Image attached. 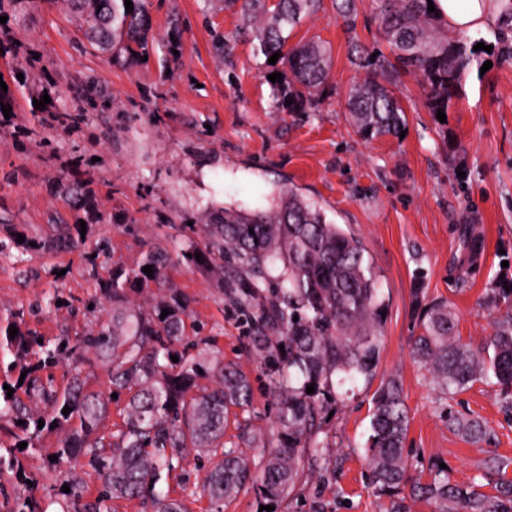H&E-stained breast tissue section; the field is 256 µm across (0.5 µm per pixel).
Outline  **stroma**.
Returning a JSON list of instances; mask_svg holds the SVG:
<instances>
[{
  "label": "stroma",
  "mask_w": 512,
  "mask_h": 512,
  "mask_svg": "<svg viewBox=\"0 0 512 512\" xmlns=\"http://www.w3.org/2000/svg\"><path fill=\"white\" fill-rule=\"evenodd\" d=\"M354 6V29L337 19L335 0H322L320 11L294 30L293 41L330 44L332 70L317 111L292 115L271 112L270 88L247 37H239L231 57L215 55L211 26L230 33L238 17L225 11L205 21L202 0H150L158 47L144 65H114L84 52L62 0H40L25 24L7 20L0 31L20 47L0 56L6 83L34 72L35 52L50 64L44 83L64 90L77 75L95 76L114 108L107 119L69 131L33 111L29 95L16 94L12 120L0 124V240L8 244L17 224L31 236L48 232L51 215L63 208L51 193L59 175L90 182L100 207L131 220L120 228L88 226L89 242L111 240L98 275L107 276L115 264L136 267L150 247L163 248L168 281L188 304V334L211 338L225 360L249 375L250 425L270 438L276 428L268 377L254 358L252 335L210 272L178 262L176 244L191 235L185 220L205 224L209 206L254 209L279 191H297L360 239L373 263L386 305L376 376L394 374L402 382L413 471L437 458L463 483L495 455L512 458V416L502 410L494 385L478 382L444 394L413 360L409 338L425 305L445 300L462 341L483 345L491 319L479 301L500 278L512 279V60L488 53L491 68L470 72L448 112L446 126L467 171L464 185H457L416 78H402L396 89L406 109L404 137L368 141L346 122L344 101L360 76L352 49L382 45L372 0ZM175 27L181 40L171 54L162 42ZM94 278L84 249L22 256L8 244L0 253V317L29 309L27 326L47 339L83 330L95 319L83 306L95 293ZM53 294L67 298V306L41 309ZM376 389L357 384L334 405L324 429L336 469L316 472L302 497L279 504L278 512H385L387 499L367 487L364 451ZM450 409L478 418L486 439L471 441L449 428ZM57 441V434L44 435L23 458L47 512H62L59 482L44 467ZM208 467L186 449L176 495L188 512H259L261 499L250 486L231 501L211 502L202 492Z\"/></svg>",
  "instance_id": "stroma-1"
}]
</instances>
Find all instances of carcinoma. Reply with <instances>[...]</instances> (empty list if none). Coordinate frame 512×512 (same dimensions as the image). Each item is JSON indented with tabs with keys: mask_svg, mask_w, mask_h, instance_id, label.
<instances>
[{
	"mask_svg": "<svg viewBox=\"0 0 512 512\" xmlns=\"http://www.w3.org/2000/svg\"><path fill=\"white\" fill-rule=\"evenodd\" d=\"M86 40L88 51L112 63L142 62L154 51L148 0H64ZM379 35L388 52L354 49L355 64L365 72L347 93L345 109L351 125L366 140L398 137L407 124L406 111L392 87L404 75L420 78L425 107L432 115L448 112L462 83L481 64L479 52L428 11L427 0H373ZM36 0H0V16L25 14ZM239 8L242 26L264 58L263 78L283 75L269 83L275 112H313L331 67L328 43L318 40L290 43L292 31L315 15L321 0H205L207 15ZM95 77L77 78L63 96L46 88L51 102L40 108L62 128H75L92 117L112 112V97L96 92ZM293 103L286 104L287 100ZM54 195L71 220L51 219L44 236L25 237L22 251L46 252L84 245L80 222L126 223L125 217L99 207L92 190L78 181L59 178ZM109 239L101 238L88 252L90 274L97 257L108 254ZM201 254L196 259L193 254ZM366 249L355 236L326 219L324 210L292 189L266 209L217 208L196 231V239L180 253L189 267L209 269L228 301L242 313L252 332L260 364L270 377L277 439L247 433L239 439L263 449L258 463L237 448L226 447L224 431L230 415L249 411L253 402L250 377L232 361H224L208 338L185 335L182 316L186 305L171 288L161 248L145 252L139 269L112 268L97 280L98 292L89 300L93 309L109 306L107 317L90 329L38 343L40 335L25 326L20 309L0 322V419L14 429L15 442H0V473L21 472L13 502L0 512H46L31 489L22 456L37 448L44 432L62 433L46 469L66 474V512H112V501L137 498L152 512H184L182 500L172 496L171 482L185 449H197L210 464L204 493L215 503L236 497L260 470L256 491L265 503L302 494V482L319 462L332 464L333 452L323 425L327 406L347 394L346 386L371 382L380 355L383 309L381 288ZM153 266L152 276L142 271ZM154 285L156 299L144 307L134 299L138 286ZM511 290H505V287ZM481 306L493 320L487 342L474 348L455 333L454 314L446 300L424 308L417 333L411 337L413 360L430 374L445 394L455 395L476 382L499 388L501 405L512 413V281L487 289ZM170 314L160 318L162 310ZM298 320H293V317ZM17 328L10 337L9 327ZM179 361H172V357ZM107 368L108 388L85 389L83 368ZM67 368L63 390L41 372ZM26 373L20 378V373ZM210 377L211 390L200 389L198 378ZM25 388L42 408L8 397L3 385ZM314 385L312 394L306 392ZM125 396L121 428L104 433L112 394ZM65 407L71 412L63 414ZM448 426L461 436L479 440L486 431L480 420L451 411ZM24 424H18V421ZM44 426L38 427V421ZM409 416L399 378L384 379L374 394L370 434L365 454L368 485L373 494L389 500V512H411L410 495L440 505V512H512V459H494L485 482L451 481L439 462L429 464L431 479L421 483L411 474L406 451ZM27 443L24 449L18 445ZM93 468L100 480L94 499L84 500L77 479L79 463Z\"/></svg>",
	"mask_w": 512,
	"mask_h": 512,
	"instance_id": "cac0c4a2",
	"label": "carcinoma"
}]
</instances>
